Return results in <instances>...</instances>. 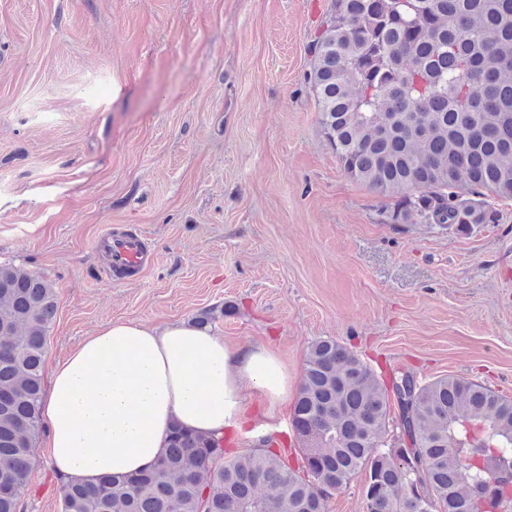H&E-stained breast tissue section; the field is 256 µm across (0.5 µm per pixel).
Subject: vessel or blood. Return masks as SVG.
Listing matches in <instances>:
<instances>
[{
    "instance_id": "1",
    "label": "vessel or blood",
    "mask_w": 512,
    "mask_h": 512,
    "mask_svg": "<svg viewBox=\"0 0 512 512\" xmlns=\"http://www.w3.org/2000/svg\"><path fill=\"white\" fill-rule=\"evenodd\" d=\"M93 250L104 257L103 273L112 282L125 281L156 260L148 253L140 233L112 226L95 238Z\"/></svg>"
}]
</instances>
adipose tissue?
Instances as JSON below:
<instances>
[{"label":"adipose tissue","instance_id":"obj_1","mask_svg":"<svg viewBox=\"0 0 512 512\" xmlns=\"http://www.w3.org/2000/svg\"><path fill=\"white\" fill-rule=\"evenodd\" d=\"M293 384L271 348L234 347L182 321H115L53 370L41 407L50 464L63 482L87 485L147 470L164 455L173 426L202 436L243 433L250 393L271 413Z\"/></svg>","mask_w":512,"mask_h":512}]
</instances>
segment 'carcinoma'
<instances>
[{"label":"carcinoma","mask_w":512,"mask_h":512,"mask_svg":"<svg viewBox=\"0 0 512 512\" xmlns=\"http://www.w3.org/2000/svg\"><path fill=\"white\" fill-rule=\"evenodd\" d=\"M311 53L322 131L351 178L397 199L391 220L484 224L488 197L512 198V0H332ZM56 312L48 280L0 264V512L27 487ZM292 428L296 467L271 436L229 456L177 429L153 468L65 486L63 512H327L324 491L360 470L365 512H512V398L481 384L387 382L323 338Z\"/></svg>","instance_id":"obj_1"}]
</instances>
